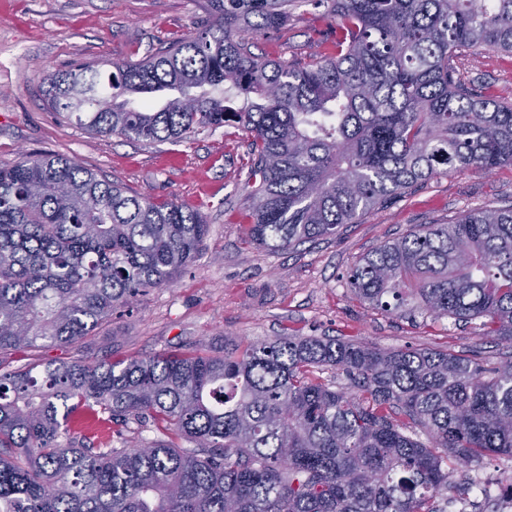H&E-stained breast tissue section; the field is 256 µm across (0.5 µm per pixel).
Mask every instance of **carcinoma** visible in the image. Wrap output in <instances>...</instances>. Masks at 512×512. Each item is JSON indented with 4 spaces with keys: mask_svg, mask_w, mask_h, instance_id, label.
<instances>
[{
    "mask_svg": "<svg viewBox=\"0 0 512 512\" xmlns=\"http://www.w3.org/2000/svg\"><path fill=\"white\" fill-rule=\"evenodd\" d=\"M292 2L210 0L203 29L137 63L48 73L49 105L91 134L149 144L241 128L244 223L273 251L332 236L451 169L512 166V97L465 86L451 64L467 49L512 55V0H316L336 15L318 52L255 56L240 21L279 32ZM207 230L197 212L128 195L69 158L0 167V512H438L448 462L512 460V355L490 366L284 336L3 367L13 351L83 343L170 283ZM348 288L383 312L478 320L512 342V205L378 246ZM327 369L350 389L325 382ZM78 413L150 422L154 437L118 430L89 448L70 433Z\"/></svg>",
    "mask_w": 512,
    "mask_h": 512,
    "instance_id": "carcinoma-1",
    "label": "carcinoma"
}]
</instances>
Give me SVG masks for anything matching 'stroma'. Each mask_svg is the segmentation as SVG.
Returning <instances> with one entry per match:
<instances>
[{
	"label": "stroma",
	"instance_id": "1",
	"mask_svg": "<svg viewBox=\"0 0 512 512\" xmlns=\"http://www.w3.org/2000/svg\"><path fill=\"white\" fill-rule=\"evenodd\" d=\"M207 0H0V167L22 154H54L147 195L199 212L208 226L195 261L173 283L150 288L96 329L80 349L52 346L44 359L120 362L218 344L227 336L270 341L330 336L386 349H441L493 364L512 344L477 325L406 319L369 308L347 277L376 247L479 208L512 205V166L451 170L339 227L298 251L273 252L240 222L249 192V139L221 127L190 140L145 144L96 136L48 105L42 81L75 64L107 70L186 37L209 16ZM335 22L327 7L300 0L283 34L249 32L255 54L289 62L313 53ZM459 77L512 95V55L472 49L455 59Z\"/></svg>",
	"mask_w": 512,
	"mask_h": 512
}]
</instances>
